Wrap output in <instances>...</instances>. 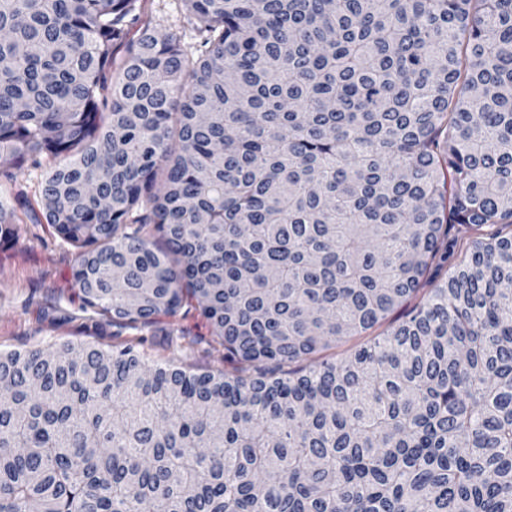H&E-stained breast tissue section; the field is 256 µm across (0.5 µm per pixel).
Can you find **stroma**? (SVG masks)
<instances>
[{
	"mask_svg": "<svg viewBox=\"0 0 512 512\" xmlns=\"http://www.w3.org/2000/svg\"><path fill=\"white\" fill-rule=\"evenodd\" d=\"M145 11L158 31L177 29L183 50L199 53L196 25L187 22L181 0H147ZM40 170L0 173V202H37ZM16 236L0 242V349L29 350L64 342L107 347L134 344L158 362L175 361L198 373L228 371L224 349L212 336L196 303H183L174 315L151 326L112 323L86 307L72 281L78 248L64 243L49 224L20 213Z\"/></svg>",
	"mask_w": 512,
	"mask_h": 512,
	"instance_id": "obj_1",
	"label": "stroma"
}]
</instances>
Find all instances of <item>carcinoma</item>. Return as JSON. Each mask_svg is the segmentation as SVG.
Here are the masks:
<instances>
[{
  "label": "carcinoma",
  "mask_w": 512,
  "mask_h": 512,
  "mask_svg": "<svg viewBox=\"0 0 512 512\" xmlns=\"http://www.w3.org/2000/svg\"><path fill=\"white\" fill-rule=\"evenodd\" d=\"M182 2L196 58L143 0H0V168L86 306L194 299L234 371L0 350V512H512V0ZM12 176L7 177L0 171V200L16 207V198L26 197L32 207L40 213L38 186L41 180V170L24 165L21 170H12ZM401 309H396L394 312H392L388 318L380 325L376 326L374 329L369 330L365 336H376L377 334H381L384 331H386L389 326L399 317L401 314ZM365 336H355L353 338H350L346 342H342L336 345V347H332L330 349H327L325 351H322L319 355L322 357L332 358L336 357V359L341 358L346 353H348L351 349H353L357 344L362 342L365 338Z\"/></svg>",
  "instance_id": "carcinoma-1"
}]
</instances>
